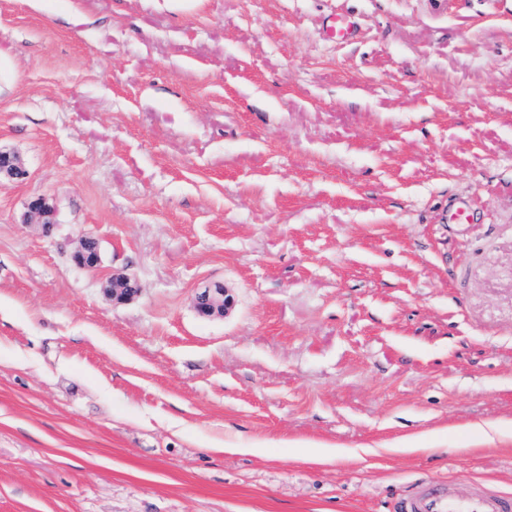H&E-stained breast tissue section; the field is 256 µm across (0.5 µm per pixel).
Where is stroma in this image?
Returning <instances> with one entry per match:
<instances>
[{
    "instance_id": "stroma-1",
    "label": "stroma",
    "mask_w": 512,
    "mask_h": 512,
    "mask_svg": "<svg viewBox=\"0 0 512 512\" xmlns=\"http://www.w3.org/2000/svg\"><path fill=\"white\" fill-rule=\"evenodd\" d=\"M0 56V512L512 494V0H0ZM358 27L348 15L330 16L324 23L323 36L331 42H347L357 38ZM233 305V297L223 284L204 288L196 295L195 308L203 317H224Z\"/></svg>"
}]
</instances>
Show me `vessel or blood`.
Here are the masks:
<instances>
[{
	"label": "vessel or blood",
	"mask_w": 512,
	"mask_h": 512,
	"mask_svg": "<svg viewBox=\"0 0 512 512\" xmlns=\"http://www.w3.org/2000/svg\"><path fill=\"white\" fill-rule=\"evenodd\" d=\"M357 34L356 22L347 15L330 16L323 26V36L331 42L352 41ZM402 512H512V496L481 490L461 495L452 485L427 483L405 502Z\"/></svg>",
	"instance_id": "b4317fda"
}]
</instances>
